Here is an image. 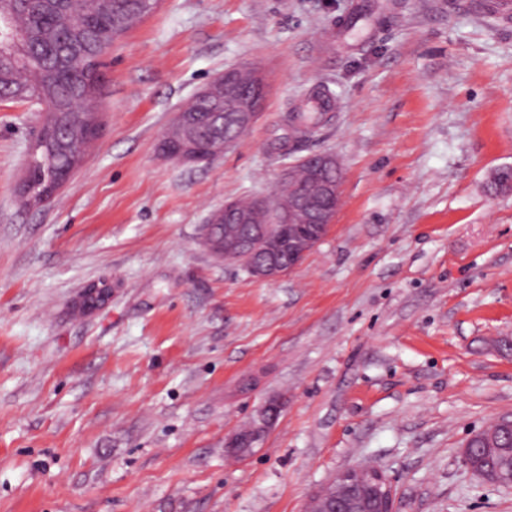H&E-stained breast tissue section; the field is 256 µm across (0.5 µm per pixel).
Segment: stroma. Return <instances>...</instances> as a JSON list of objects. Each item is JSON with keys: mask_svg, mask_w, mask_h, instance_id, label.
Returning <instances> with one entry per match:
<instances>
[{"mask_svg": "<svg viewBox=\"0 0 512 512\" xmlns=\"http://www.w3.org/2000/svg\"><path fill=\"white\" fill-rule=\"evenodd\" d=\"M476 2L160 0L110 47L101 133L39 207L19 191L44 109L0 98V512H305L362 465L398 512H512L461 456L512 415V194L489 189L512 167V18ZM244 63L268 84L252 129L209 164L159 158ZM316 89L334 108L291 141ZM320 152L341 207L299 265L267 283L211 253L214 210ZM92 285L111 301L75 314ZM280 408L281 404L278 400L266 401L258 414L257 420L245 432L238 431L226 438L224 447L239 458L241 456L239 452L240 447L246 446L252 452L262 442L268 428L276 419V413ZM247 449H242V454H247Z\"/></svg>", "mask_w": 512, "mask_h": 512, "instance_id": "1", "label": "stroma"}]
</instances>
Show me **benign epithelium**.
Wrapping results in <instances>:
<instances>
[{"label":"benign epithelium","mask_w":512,"mask_h":512,"mask_svg":"<svg viewBox=\"0 0 512 512\" xmlns=\"http://www.w3.org/2000/svg\"><path fill=\"white\" fill-rule=\"evenodd\" d=\"M223 81L224 106L234 111V118L241 130L249 131L262 115L266 96L264 75L249 65H241L216 76ZM194 116L187 112H177L170 132L180 131L184 142L169 153L171 159L180 163H209L224 155L237 140L226 137L215 142L209 152L203 154L191 142L194 134ZM312 168V182L307 192H294L291 184L294 170L301 164ZM340 169L339 159L330 153L310 155L293 162L284 168L277 182V190L288 189V207L273 208L269 200H257L255 212L248 214L238 209L236 201L226 200L224 206L215 210L209 223L227 225L230 235H237L241 224L255 225L254 232L238 239L240 249L259 253L263 260L251 270V276L260 281H273L284 274L279 265L282 239L280 231L286 227L309 225V232L299 249L300 258L319 244L324 230L335 222L340 205L339 184L328 177V172ZM112 289L92 286L82 291L78 306H86L92 312L103 307L110 299ZM281 404L268 400L263 405L256 421L244 432H236L225 439L224 447L240 456L239 448L253 450L262 442L268 428L276 419ZM313 498L324 505L323 512H396L394 489L384 472L376 466H363L346 469L323 485Z\"/></svg>","instance_id":"1"}]
</instances>
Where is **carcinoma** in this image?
I'll list each match as a JSON object with an SVG mask.
<instances>
[{"label":"carcinoma","mask_w":512,"mask_h":512,"mask_svg":"<svg viewBox=\"0 0 512 512\" xmlns=\"http://www.w3.org/2000/svg\"><path fill=\"white\" fill-rule=\"evenodd\" d=\"M141 17V0H0V19L10 20L19 35L18 44L0 53V98L35 97L47 103L28 189L21 192L25 205H44L48 185L80 164L96 124V109L89 104L97 98L102 54ZM313 97L323 101V108L299 124L290 123L296 141L325 121L332 108L322 92ZM186 111L209 113L208 122L196 127L200 148L216 134L242 135L222 96L193 100ZM491 434L495 447L472 449L471 466L485 472L492 462L511 467L512 434Z\"/></svg>","instance_id":"cac0c4a2"}]
</instances>
